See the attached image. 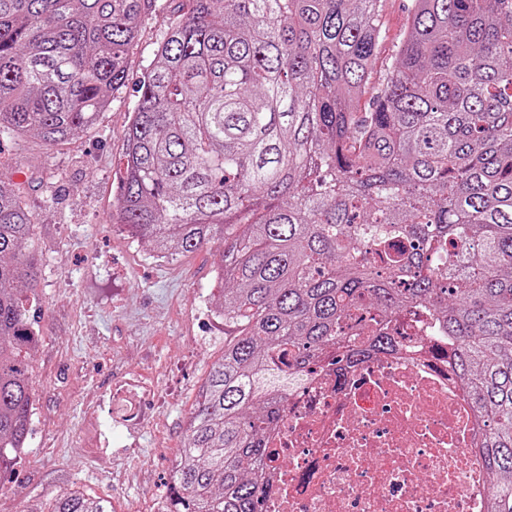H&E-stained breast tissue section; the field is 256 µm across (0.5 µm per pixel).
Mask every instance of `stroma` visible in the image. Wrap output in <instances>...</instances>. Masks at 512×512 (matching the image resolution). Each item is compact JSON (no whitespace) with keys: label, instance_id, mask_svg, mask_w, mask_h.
Listing matches in <instances>:
<instances>
[{"label":"stroma","instance_id":"1","mask_svg":"<svg viewBox=\"0 0 512 512\" xmlns=\"http://www.w3.org/2000/svg\"><path fill=\"white\" fill-rule=\"evenodd\" d=\"M409 3L383 2L373 83L394 63ZM187 7L154 0L126 86L92 129L54 146L0 137V184L23 187L42 247L34 410L25 453L0 480V512H23L71 483L113 512H157L198 388L224 353V321L208 304L221 239L162 258L109 220L137 89Z\"/></svg>","mask_w":512,"mask_h":512}]
</instances>
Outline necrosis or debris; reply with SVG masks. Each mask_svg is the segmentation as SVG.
Returning <instances> with one entry per match:
<instances>
[{
  "label": "necrosis or debris",
  "mask_w": 512,
  "mask_h": 512,
  "mask_svg": "<svg viewBox=\"0 0 512 512\" xmlns=\"http://www.w3.org/2000/svg\"><path fill=\"white\" fill-rule=\"evenodd\" d=\"M401 348L337 376L313 366L268 439L266 512H482L481 427L448 345L396 322Z\"/></svg>",
  "instance_id": "obj_1"
}]
</instances>
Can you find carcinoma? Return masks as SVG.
I'll use <instances>...</instances> for the list:
<instances>
[{
    "label": "carcinoma",
    "mask_w": 512,
    "mask_h": 512,
    "mask_svg": "<svg viewBox=\"0 0 512 512\" xmlns=\"http://www.w3.org/2000/svg\"><path fill=\"white\" fill-rule=\"evenodd\" d=\"M126 131L117 223L161 257L224 239L232 336L157 512H263L267 433L311 364L397 350L375 314L429 313L512 512V0H411L368 96L382 0H188ZM151 0H0V136L91 129ZM35 217L0 185V471L24 453L39 341ZM357 322L361 339L343 345ZM24 512H112L71 487Z\"/></svg>",
    "instance_id": "obj_1"
}]
</instances>
